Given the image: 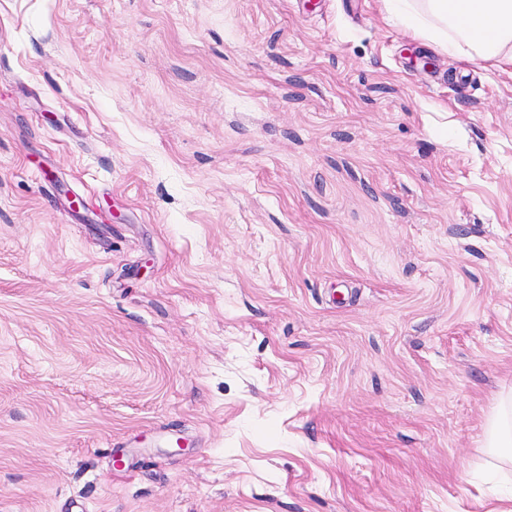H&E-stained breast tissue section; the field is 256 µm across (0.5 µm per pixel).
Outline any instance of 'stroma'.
Listing matches in <instances>:
<instances>
[{
  "label": "stroma",
  "instance_id": "obj_1",
  "mask_svg": "<svg viewBox=\"0 0 512 512\" xmlns=\"http://www.w3.org/2000/svg\"><path fill=\"white\" fill-rule=\"evenodd\" d=\"M508 388L512 64L382 0H0V512H492ZM483 448L489 458V465L504 478H508V463H512V394L496 398L495 407L486 419Z\"/></svg>",
  "mask_w": 512,
  "mask_h": 512
}]
</instances>
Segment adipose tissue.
Returning a JSON list of instances; mask_svg holds the SVG:
<instances>
[{
	"label": "adipose tissue",
	"instance_id": "obj_1",
	"mask_svg": "<svg viewBox=\"0 0 512 512\" xmlns=\"http://www.w3.org/2000/svg\"><path fill=\"white\" fill-rule=\"evenodd\" d=\"M388 18L437 52L512 63V0H384ZM489 464L507 475L512 463V394L496 399L485 423Z\"/></svg>",
	"mask_w": 512,
	"mask_h": 512
}]
</instances>
